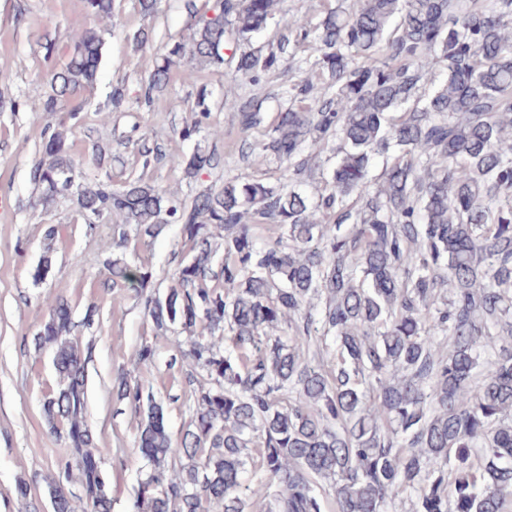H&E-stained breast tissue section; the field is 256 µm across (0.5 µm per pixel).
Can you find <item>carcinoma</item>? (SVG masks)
<instances>
[{
    "instance_id": "obj_1",
    "label": "carcinoma",
    "mask_w": 512,
    "mask_h": 512,
    "mask_svg": "<svg viewBox=\"0 0 512 512\" xmlns=\"http://www.w3.org/2000/svg\"><path fill=\"white\" fill-rule=\"evenodd\" d=\"M186 41L154 67L144 102L166 87L176 59L229 63L254 81L296 63L311 43L312 79L288 85L292 106L258 143L262 101L239 97L240 161L286 165L288 186L236 177L199 189L191 204L130 179L119 189L78 182L66 133L44 139L30 170L40 201L68 196L90 224L112 220L145 242L170 224L188 229L166 293L144 294L142 262L107 263L103 287L144 298L156 331L186 333L181 352L191 420L173 443L163 401L123 376L117 398L141 416L147 470L135 505L149 512H249V445L265 512H384L415 494L414 512H506L512 503V0H354L316 26L288 17L290 35L265 53L247 45L282 12V0H213ZM103 38L89 28L51 75L45 104L59 112L93 87ZM442 72L426 93L425 79ZM201 89L190 137L207 118ZM143 163L167 159L143 139ZM382 158L381 177L371 174ZM333 161L316 199L303 190ZM187 175L216 169L215 153L170 158ZM272 226L277 235L260 230ZM224 258L217 259L218 252ZM449 288V295L442 288ZM325 298L319 308L313 300ZM34 337L58 382L43 400L49 428L69 450L94 512H112L110 483L86 421L92 347L61 298ZM332 337L336 365L312 363ZM179 469L177 479L167 477ZM48 485L52 512H72Z\"/></svg>"
}]
</instances>
